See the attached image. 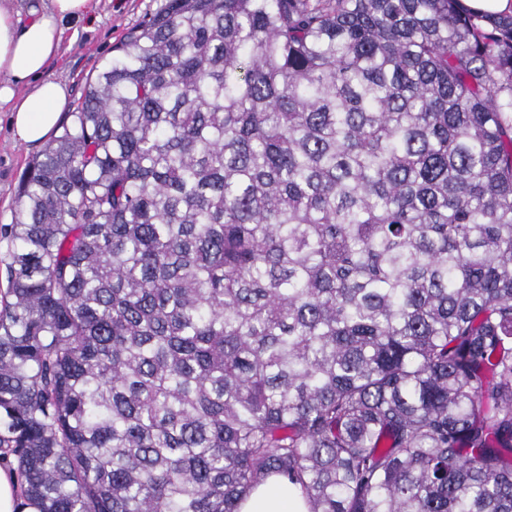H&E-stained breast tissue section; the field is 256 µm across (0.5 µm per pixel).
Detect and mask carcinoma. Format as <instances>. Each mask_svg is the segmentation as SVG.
<instances>
[{
  "mask_svg": "<svg viewBox=\"0 0 512 512\" xmlns=\"http://www.w3.org/2000/svg\"><path fill=\"white\" fill-rule=\"evenodd\" d=\"M31 512H512V16L169 0L26 168ZM298 488L286 481L270 478L254 488L241 502L240 512H306Z\"/></svg>",
  "mask_w": 512,
  "mask_h": 512,
  "instance_id": "1",
  "label": "carcinoma"
}]
</instances>
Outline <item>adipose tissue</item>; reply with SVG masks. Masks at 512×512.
I'll list each match as a JSON object with an SVG mask.
<instances>
[{
	"label": "adipose tissue",
	"instance_id": "ef3b65f1",
	"mask_svg": "<svg viewBox=\"0 0 512 512\" xmlns=\"http://www.w3.org/2000/svg\"><path fill=\"white\" fill-rule=\"evenodd\" d=\"M93 0H0V110L10 114L15 136L41 145L55 133L68 91L44 78L58 55L63 24L89 15ZM240 512H306L298 488L269 479L242 501Z\"/></svg>",
	"mask_w": 512,
	"mask_h": 512
}]
</instances>
